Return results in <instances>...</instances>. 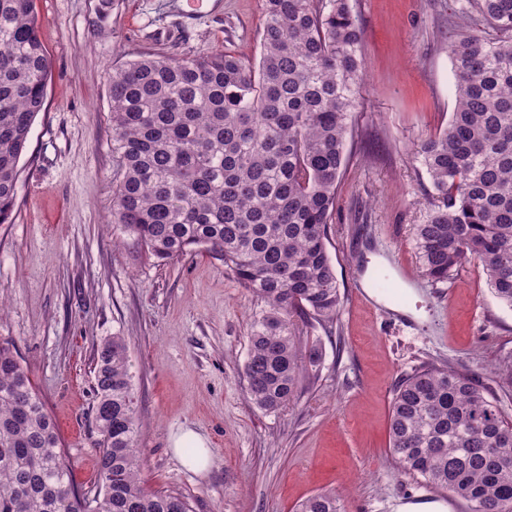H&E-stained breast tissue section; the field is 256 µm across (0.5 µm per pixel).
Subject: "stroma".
<instances>
[{"label":"stroma","instance_id":"obj_1","mask_svg":"<svg viewBox=\"0 0 512 512\" xmlns=\"http://www.w3.org/2000/svg\"><path fill=\"white\" fill-rule=\"evenodd\" d=\"M451 0H356L367 78L361 89L328 249L343 311L299 323L302 347L322 353L298 397L275 412L251 403L243 367L259 304L223 260L200 250L159 261L112 221L108 75L140 55L196 58L260 52V0H221L183 18L168 0H34L50 59L44 110L20 161L11 223L0 224V342L13 345L58 426L79 490L93 489L98 438L94 353L124 337L141 413V475L192 512H295L324 490L349 512H397L424 494L389 452L397 383L425 367L471 375L512 416V311L490 293L481 266L448 283L421 269L412 240L434 190L417 160L454 106L448 56ZM404 271L403 311L361 300L354 270ZM203 436L208 467H185L172 438Z\"/></svg>","mask_w":512,"mask_h":512}]
</instances>
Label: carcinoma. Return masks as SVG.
I'll return each mask as SVG.
<instances>
[{
    "mask_svg": "<svg viewBox=\"0 0 512 512\" xmlns=\"http://www.w3.org/2000/svg\"><path fill=\"white\" fill-rule=\"evenodd\" d=\"M34 0H0V224L46 98L50 60ZM260 56L142 55L108 76L112 223L161 261L203 248L261 307L244 365L264 412L296 399L322 353L297 321L330 322L344 301L327 249L347 140L360 107L363 30L352 0H261ZM448 38L455 105L417 150L434 189L413 225L424 275L446 283L466 262L512 310V0H460ZM96 492H80L53 418L9 344L0 343V512H190L140 478L141 419L127 344L95 358ZM389 450L399 475L450 492L470 512H512V419L475 380L429 367L394 391ZM297 512H346L324 491Z\"/></svg>",
    "mask_w": 512,
    "mask_h": 512,
    "instance_id": "carcinoma-1",
    "label": "carcinoma"
}]
</instances>
